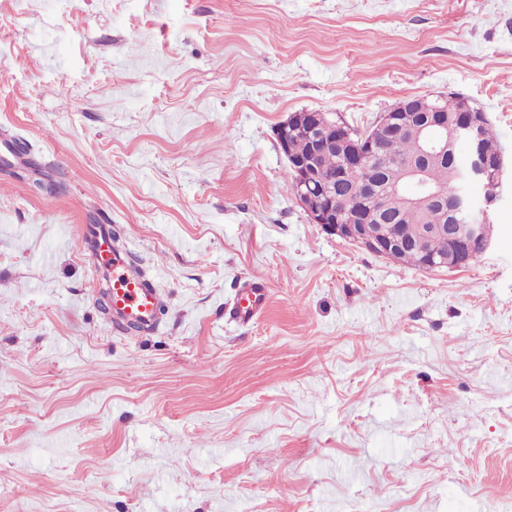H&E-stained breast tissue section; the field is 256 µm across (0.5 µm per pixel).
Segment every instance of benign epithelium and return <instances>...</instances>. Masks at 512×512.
Returning <instances> with one entry per match:
<instances>
[{"mask_svg":"<svg viewBox=\"0 0 512 512\" xmlns=\"http://www.w3.org/2000/svg\"><path fill=\"white\" fill-rule=\"evenodd\" d=\"M463 119L453 131V139L468 148V162L462 183L453 204L427 186L425 173L417 159H429L448 152V121L438 106H431L423 117L414 120L402 107L395 106L381 115L371 129L352 138L343 126L330 121L322 112H310L308 116L293 115L280 123L276 137L288 165L295 171L293 190L295 198L306 213L308 221L319 224L328 233L349 240L359 247L388 259L396 260L404 250L407 240L390 239L383 235L376 224L378 216L366 207L375 198L378 179L372 175L349 187L350 204L336 206L334 185L349 167L366 166L373 154V144L384 135L408 130L415 142L414 160L398 166L391 183L392 195L403 207L429 206L451 209L456 223L448 225L450 248L448 255L425 257V267L453 268L475 247L485 251L492 236L485 234L486 223L498 200V190L503 173V157H490L480 150V141L489 132L486 117L465 105ZM302 134L312 144V154L300 161L292 158L289 142L296 134ZM336 147L343 156V165L330 175L317 166L320 155L330 147ZM479 184L483 195L475 197L471 184Z\"/></svg>","mask_w":512,"mask_h":512,"instance_id":"1","label":"benign epithelium"}]
</instances>
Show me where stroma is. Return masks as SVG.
<instances>
[{"label":"stroma","mask_w":512,"mask_h":512,"mask_svg":"<svg viewBox=\"0 0 512 512\" xmlns=\"http://www.w3.org/2000/svg\"><path fill=\"white\" fill-rule=\"evenodd\" d=\"M440 95L502 148L488 250L308 222L280 122ZM7 140L0 512H512V0H0ZM83 224L154 277V334L112 328ZM268 291L263 280L246 279L233 305L234 318L243 324L259 317L266 306Z\"/></svg>","instance_id":"stroma-1"}]
</instances>
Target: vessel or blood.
I'll list each match as a JSON object with an SVG mask.
<instances>
[{
    "label": "vessel or blood",
    "mask_w": 512,
    "mask_h": 512,
    "mask_svg": "<svg viewBox=\"0 0 512 512\" xmlns=\"http://www.w3.org/2000/svg\"><path fill=\"white\" fill-rule=\"evenodd\" d=\"M81 247L97 272L109 283L110 315L117 326H129L150 334L161 322L163 298L154 281L146 277L126 248L109 238L105 224H88L78 229ZM263 280H245L233 305L234 318L243 324L259 317L267 303Z\"/></svg>",
    "instance_id": "obj_1"
}]
</instances>
